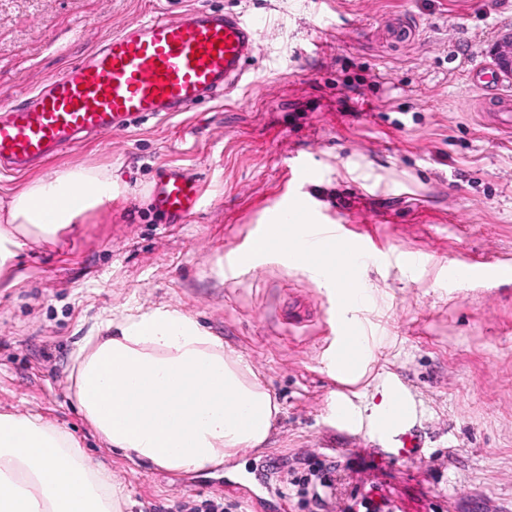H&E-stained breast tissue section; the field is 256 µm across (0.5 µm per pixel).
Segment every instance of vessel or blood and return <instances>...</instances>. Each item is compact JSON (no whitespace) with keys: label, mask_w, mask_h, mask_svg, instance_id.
Returning <instances> with one entry per match:
<instances>
[{"label":"vessel or blood","mask_w":512,"mask_h":512,"mask_svg":"<svg viewBox=\"0 0 512 512\" xmlns=\"http://www.w3.org/2000/svg\"><path fill=\"white\" fill-rule=\"evenodd\" d=\"M264 23L256 15L185 10L170 20L156 17L124 27L109 37L105 48L89 62L52 77L35 97L34 111L0 105V163L21 167L44 158L53 149H70L81 133H110L132 122L184 112L202 99L236 85L244 62L257 43ZM483 96L479 107L495 128L512 131V100L497 98L496 78L482 72L477 83ZM202 196L199 180L178 172L164 174L155 194L161 210L175 223L187 221ZM275 223L294 227L295 240L282 243L279 252L289 262L308 268L315 278L313 252L326 243L344 251L352 269L375 253L376 242L357 235L344 222L323 224L301 198L283 196ZM362 301L360 291H336L330 303L336 336L327 352L331 367L359 363L366 354L364 330L352 311ZM414 411L400 379H389L375 416L360 420L346 400L327 407L336 422L373 439L391 435Z\"/></svg>","instance_id":"vessel-or-blood-1"}]
</instances>
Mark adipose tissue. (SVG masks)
I'll return each instance as SVG.
<instances>
[{
	"instance_id": "1",
	"label": "adipose tissue",
	"mask_w": 512,
	"mask_h": 512,
	"mask_svg": "<svg viewBox=\"0 0 512 512\" xmlns=\"http://www.w3.org/2000/svg\"><path fill=\"white\" fill-rule=\"evenodd\" d=\"M118 193L106 167L76 165L0 198V284L14 260ZM79 412L109 448L170 471L223 465L263 445L278 408L250 367L199 323L157 308L108 321L74 356ZM117 493L79 441L36 417L0 415V512H115Z\"/></svg>"
}]
</instances>
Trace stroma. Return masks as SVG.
<instances>
[{
  "label": "stroma",
  "mask_w": 512,
  "mask_h": 512,
  "mask_svg": "<svg viewBox=\"0 0 512 512\" xmlns=\"http://www.w3.org/2000/svg\"><path fill=\"white\" fill-rule=\"evenodd\" d=\"M194 8L267 21L232 91L29 170H0V197L80 164L111 167L120 189L57 243L22 252L13 285L0 286V414L70 431L110 474L120 512H178L223 492V469L174 473L112 451L74 402L82 337L130 310L172 308L251 366L278 407L264 447L229 455L236 476L322 448L340 465L344 499L384 497L392 512H512V134L483 120L467 81L512 32V0H0V104L28 106L128 24ZM399 14L418 28L404 47L383 36ZM297 159L318 179L290 180ZM166 168L205 185L187 223L152 202ZM292 189L323 223L356 222L396 256L359 270L357 314L373 350L344 388L324 361L334 283L271 250L262 273H225ZM406 251L423 256L419 269L398 261ZM458 256L507 265L460 280L446 267ZM393 375L416 408L409 428L423 458H393V439L370 445L325 415L340 392L369 415Z\"/></svg>",
  "instance_id": "obj_1"
}]
</instances>
